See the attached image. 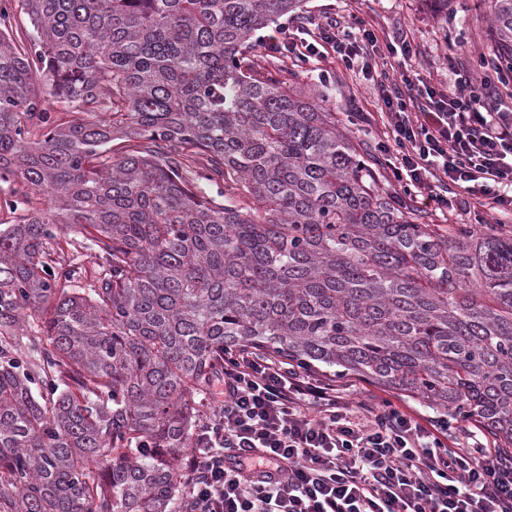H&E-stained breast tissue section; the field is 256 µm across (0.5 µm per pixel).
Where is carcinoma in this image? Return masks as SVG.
I'll list each match as a JSON object with an SVG mask.
<instances>
[{"label": "carcinoma", "mask_w": 512, "mask_h": 512, "mask_svg": "<svg viewBox=\"0 0 512 512\" xmlns=\"http://www.w3.org/2000/svg\"><path fill=\"white\" fill-rule=\"evenodd\" d=\"M305 3L0 0V512H179L242 345L512 452V230L418 222L318 94L254 75Z\"/></svg>", "instance_id": "carcinoma-1"}]
</instances>
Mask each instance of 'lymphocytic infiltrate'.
Listing matches in <instances>:
<instances>
[{
	"label": "lymphocytic infiltrate",
	"instance_id": "lymphocytic-infiltrate-1",
	"mask_svg": "<svg viewBox=\"0 0 512 512\" xmlns=\"http://www.w3.org/2000/svg\"><path fill=\"white\" fill-rule=\"evenodd\" d=\"M339 28L327 21L301 46L283 29L264 50L306 63L324 43L349 66L380 44L365 24L349 44ZM378 95L388 116L380 150L425 206L447 209L457 188L512 209V113L493 81L476 86L463 72L440 90L404 74ZM211 385L180 512H512V459L476 432L461 444L391 404L351 405L334 379L246 346L225 352Z\"/></svg>",
	"mask_w": 512,
	"mask_h": 512
}]
</instances>
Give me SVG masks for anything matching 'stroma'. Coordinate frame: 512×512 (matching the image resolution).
Segmentation results:
<instances>
[{
    "label": "stroma",
    "instance_id": "35a3bbf8",
    "mask_svg": "<svg viewBox=\"0 0 512 512\" xmlns=\"http://www.w3.org/2000/svg\"><path fill=\"white\" fill-rule=\"evenodd\" d=\"M352 13L386 36L407 33L417 46L416 56L406 59L389 56L380 60V70L388 75L416 73L426 84L445 88L454 83V68L467 70L475 82L487 74L481 59L490 53L489 22L485 8L479 6L478 0H453L451 9L445 15L434 13L428 0H308L305 11L281 17L275 25L259 31L258 36L264 40L275 30L286 27L313 29L328 19H339ZM274 69L289 84L303 90L315 89L322 94L325 106L335 112L356 143L371 156L380 174L381 189L402 197L423 222L476 223L472 201L466 193H459L453 210L441 212L421 204L394 179L377 149L385 132L381 109L375 91L364 79L360 67H345L333 55L319 62L304 64L259 53L256 59L257 74L263 76ZM348 398L355 405L387 401L424 418L434 415L433 410L419 401L360 380L356 381Z\"/></svg>",
    "mask_w": 512,
    "mask_h": 512
}]
</instances>
